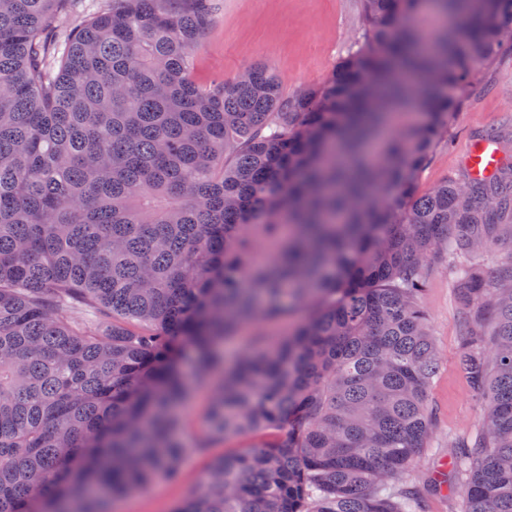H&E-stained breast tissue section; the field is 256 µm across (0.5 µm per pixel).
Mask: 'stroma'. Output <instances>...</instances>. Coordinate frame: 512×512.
Instances as JSON below:
<instances>
[{
	"label": "stroma",
	"instance_id": "stroma-1",
	"mask_svg": "<svg viewBox=\"0 0 512 512\" xmlns=\"http://www.w3.org/2000/svg\"><path fill=\"white\" fill-rule=\"evenodd\" d=\"M361 18L360 0H216L212 21L194 54L191 77L200 84L220 77L231 81L249 66L264 62L278 74L284 93L295 95L325 80L337 62L354 50L362 35ZM484 131L512 135V48L507 46L460 91L448 129L419 175L420 192L463 177L467 151L477 133ZM424 305L440 356L429 387L435 411L432 438L397 485L423 490L426 512H464L458 478L442 464L450 460L460 439L479 429L483 402L455 368L463 330L447 264L430 270ZM207 401L206 389H199L184 409L189 449L179 478L116 502L115 512H173L199 485L213 458L249 445V438L243 437L204 450L194 448L202 434Z\"/></svg>",
	"mask_w": 512,
	"mask_h": 512
}]
</instances>
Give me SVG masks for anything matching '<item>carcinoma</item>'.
<instances>
[{"label":"carcinoma","instance_id":"carcinoma-1","mask_svg":"<svg viewBox=\"0 0 512 512\" xmlns=\"http://www.w3.org/2000/svg\"><path fill=\"white\" fill-rule=\"evenodd\" d=\"M363 0L357 49L295 96L258 63L191 77L211 0H0V512H112L179 472L211 391L214 459L175 512H425L394 482L432 435L422 306L449 261L460 377L492 428L450 469L512 512V162L420 193L512 0ZM287 318L283 333L240 336ZM104 0H83L79 1L76 4V7L68 12L63 14L58 22V29L65 30L69 29L71 26L78 21L81 15H88L99 10L100 7L107 4L108 2H102Z\"/></svg>","mask_w":512,"mask_h":512}]
</instances>
